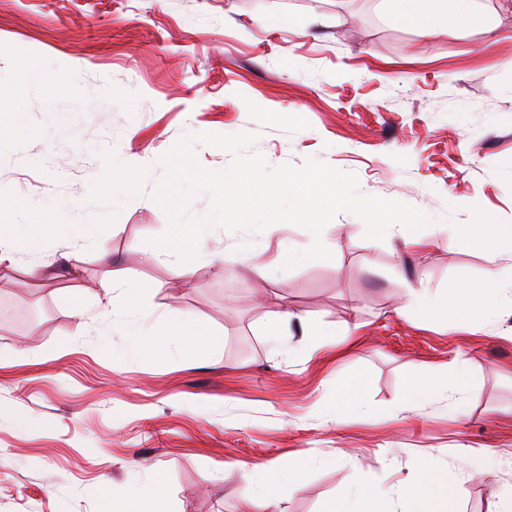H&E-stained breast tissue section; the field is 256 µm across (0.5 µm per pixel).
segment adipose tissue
Wrapping results in <instances>:
<instances>
[{"instance_id":"1","label":"adipose tissue","mask_w":512,"mask_h":512,"mask_svg":"<svg viewBox=\"0 0 512 512\" xmlns=\"http://www.w3.org/2000/svg\"><path fill=\"white\" fill-rule=\"evenodd\" d=\"M391 13L399 20L422 27L435 17H446L467 24H483L487 18L477 8L476 0H388ZM19 204L0 205V267L18 270L27 275L53 276L49 266L35 267L23 260L24 253L39 252L53 238L70 237L75 250L93 247V225H84L80 233L70 235L66 225L50 223L47 216L27 214L24 223H17ZM461 234L486 248L490 261H497L504 252H512V224H463ZM113 302L123 307L130 335L134 336V354L140 359L156 358L164 343L174 344L183 355L215 356L223 350L221 337L210 332L181 308H169L163 325L150 321L143 304L142 290L132 277L112 279L104 286ZM402 309H432L442 317L464 313L473 324L491 320L504 308H512V290L497 275H489L474 283L459 280L446 298H438L425 288H408ZM469 386V371L462 360L449 362L442 378L413 377L408 382L406 404H420L433 397L452 394L463 398ZM279 472L278 482L258 486L259 498L268 507L277 506L282 489L295 490L303 483L298 465L279 466L268 461L248 466L249 475ZM167 497V483L161 472H153L145 483L133 488H109L102 512H160ZM405 500L408 512H453L452 491L446 476L433 461H424L418 483L402 487L397 494L363 485L350 490L340 500L328 501L322 512H396V500Z\"/></svg>"}]
</instances>
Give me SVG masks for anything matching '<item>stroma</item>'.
<instances>
[{"label":"stroma","mask_w":512,"mask_h":512,"mask_svg":"<svg viewBox=\"0 0 512 512\" xmlns=\"http://www.w3.org/2000/svg\"><path fill=\"white\" fill-rule=\"evenodd\" d=\"M501 37L440 22L435 34L395 19L382 0H0V112L24 136L0 151V201L57 224H94L102 249L66 239L31 264L83 270L31 287L0 267V512H97L102 486L168 480L166 512H264L235 461L293 460L306 481L284 512H320L361 482H415L436 458L459 512H512V312L479 326L398 313L406 290L446 293L497 269L458 225L512 224V0H479ZM289 15L293 29L264 25ZM46 82L15 86L26 65ZM251 132L270 165L314 158L357 175L362 193L409 204L433 246L370 239L342 212L323 229L332 253L272 267L307 249L290 225L259 233L212 226L190 287L177 255L151 245L168 227L153 193L161 157L183 136ZM134 185L113 201L112 165ZM130 274L158 319L177 306L224 341L221 357L133 353L121 312L76 316L67 295L97 294ZM233 305H226V295ZM285 343L265 327L276 296ZM356 344L305 360L289 354L306 325ZM472 383L464 406L408 407L407 381L455 355ZM364 374L368 409L336 417L328 392Z\"/></svg>","instance_id":"obj_1"}]
</instances>
